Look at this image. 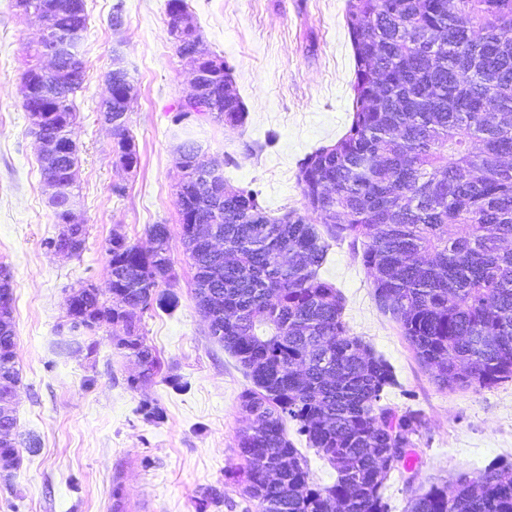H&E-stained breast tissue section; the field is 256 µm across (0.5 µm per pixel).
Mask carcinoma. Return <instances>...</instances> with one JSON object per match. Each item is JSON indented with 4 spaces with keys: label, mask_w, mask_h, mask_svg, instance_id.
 <instances>
[{
    "label": "carcinoma",
    "mask_w": 512,
    "mask_h": 512,
    "mask_svg": "<svg viewBox=\"0 0 512 512\" xmlns=\"http://www.w3.org/2000/svg\"><path fill=\"white\" fill-rule=\"evenodd\" d=\"M85 4L56 14L57 26L88 28ZM355 70L352 119L335 143L299 163L305 213L272 215L261 192L224 184L213 199L190 167L199 151L179 147L186 168L176 190L194 297L209 336L245 370L253 388L240 395L247 425L236 436L243 487L235 500L209 486L199 512H390L383 489L392 474L410 481L418 410L384 402L398 386L391 364L350 333L340 291L319 271L331 243L348 242L372 278L383 313L398 325L418 361L443 389L492 388L512 380V0H347ZM34 45L23 82L45 112V131L68 136L74 94L83 88L82 46L60 59L68 80L40 75ZM208 121L246 125L236 90L212 82ZM115 164L135 167L129 119L112 130ZM68 199L51 203L67 227ZM323 230H318L316 224ZM202 224L215 250L194 233ZM468 231L459 235L458 225ZM69 228V227H67ZM151 252L122 235L107 249L112 303L91 284L70 290L69 329L81 334L120 325L113 344L139 372L138 388L162 375L143 332V314L170 313L176 294L170 233L151 224ZM87 228L77 224L45 241L79 256ZM13 306H0V387L17 388ZM297 425L336 482L312 481L285 422ZM387 456L396 465L384 469ZM13 432H0V466L19 464ZM409 512H512V463L490 462L451 486L433 484Z\"/></svg>",
    "instance_id": "cac0c4a2"
}]
</instances>
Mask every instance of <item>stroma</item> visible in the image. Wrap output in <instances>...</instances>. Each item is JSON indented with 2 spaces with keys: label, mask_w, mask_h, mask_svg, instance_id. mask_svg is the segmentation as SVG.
Returning a JSON list of instances; mask_svg holds the SVG:
<instances>
[{
  "label": "stroma",
  "mask_w": 512,
  "mask_h": 512,
  "mask_svg": "<svg viewBox=\"0 0 512 512\" xmlns=\"http://www.w3.org/2000/svg\"><path fill=\"white\" fill-rule=\"evenodd\" d=\"M86 81L75 96L69 135L77 146L76 213L88 229L80 256L61 257L45 242L59 231L47 203L30 120L21 107L28 49L39 35L34 17L0 0V265L13 281L17 333L16 438L20 465L0 471V512H112L122 486L128 512H197L203 488L238 497L227 472L241 464L234 438L245 424L241 393L252 382L207 334L194 298V270L181 237L176 146L192 133L203 160L223 162L232 185L260 190L272 215L303 210L298 162L336 142L351 123L354 51L347 0H187L205 47L233 68L248 112L245 127L173 122L189 91V71L166 27L167 0H85ZM121 8L124 25L110 18ZM121 58L136 95L129 127L139 165L115 164L113 139L100 114L106 73ZM232 164H225V157ZM167 225L175 272L168 288L179 298L170 313L150 311L144 334L179 387L165 382L133 389L135 367L112 342L121 327L102 325L98 351L57 354L69 339L65 299L90 284L107 292L112 235L147 245L146 229ZM321 276L345 303L352 334L394 368L388 401L420 411L411 483L390 478L391 512L433 484L473 475L494 459L512 462V382L492 388L442 389L421 367L399 328L379 308L371 279L348 244H332ZM156 404L160 418L145 415Z\"/></svg>",
  "instance_id": "stroma-1"
}]
</instances>
